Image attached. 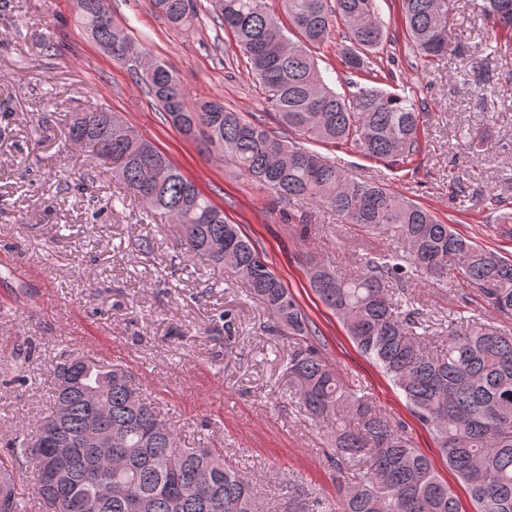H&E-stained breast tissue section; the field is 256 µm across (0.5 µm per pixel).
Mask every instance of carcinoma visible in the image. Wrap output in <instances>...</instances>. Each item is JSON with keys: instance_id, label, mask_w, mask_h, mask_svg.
<instances>
[{"instance_id": "1", "label": "carcinoma", "mask_w": 512, "mask_h": 512, "mask_svg": "<svg viewBox=\"0 0 512 512\" xmlns=\"http://www.w3.org/2000/svg\"><path fill=\"white\" fill-rule=\"evenodd\" d=\"M100 2L75 0L91 37L123 59L131 40ZM150 6L174 28L199 20L198 0H150ZM284 8L288 28L270 14L266 0H221L214 17L234 35L280 128L299 136L295 143L218 100L188 104L185 86L159 62L134 70L135 78L163 109L166 122L203 138L218 158L279 201L325 207L341 223L367 232L395 233L401 252L378 253L350 277L316 266L310 286L431 430L475 512H512V334L474 318L466 333L448 337L445 350L434 353L407 330L413 313L402 308L392 288L412 278L462 276L494 310L512 316V258L459 237L385 183L349 178L304 146L346 143L369 158L405 164L421 153L424 112L411 96L384 88L393 72L373 63L391 41L378 20L377 0H284ZM480 9L499 38L511 43L512 0H482ZM401 13L421 60L448 54V0H401ZM339 26L350 42L341 64L367 81L348 96L328 86L313 55ZM126 126L117 112H82L70 121L67 137L109 161L112 174L147 208L173 216L186 254L223 267L224 254L232 251L233 273L295 340L288 370L300 401L322 419L352 415L353 425L340 422L333 429L337 459L355 462L360 470L356 482L339 488L338 512H463L403 427L343 389L312 343L319 329L258 249L153 143L125 134ZM132 391L124 372L88 359L69 391L56 382L53 408L64 404L66 413L48 446L34 452L21 431L9 452L0 453V498L10 500L0 512H28L16 494V475L29 466L40 474L62 451L67 457L53 485L38 492L42 512H267L253 481L227 464L226 449L181 447L152 403L141 396L132 400ZM97 409L112 435L107 469L99 449L85 444L86 419ZM101 482L112 484L106 500L99 496ZM134 497L143 504L138 511L129 505Z\"/></svg>"}]
</instances>
